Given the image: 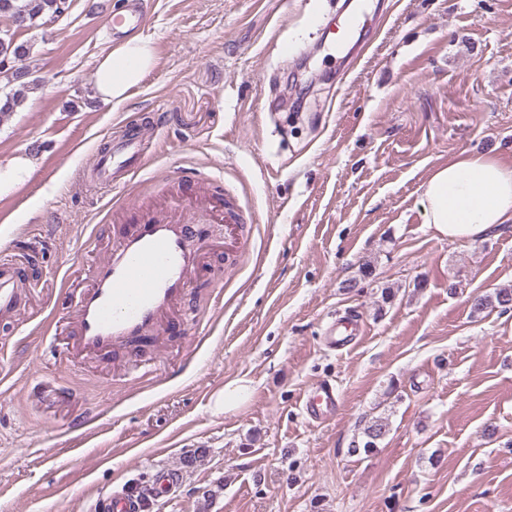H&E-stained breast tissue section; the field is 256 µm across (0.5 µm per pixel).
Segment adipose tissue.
<instances>
[{
	"label": "adipose tissue",
	"instance_id": "obj_1",
	"mask_svg": "<svg viewBox=\"0 0 512 512\" xmlns=\"http://www.w3.org/2000/svg\"><path fill=\"white\" fill-rule=\"evenodd\" d=\"M149 39L135 37L101 57L96 69L98 98L120 105L152 68ZM426 224L441 237L475 240L512 223V165L489 154L461 152L433 170L420 186Z\"/></svg>",
	"mask_w": 512,
	"mask_h": 512
}]
</instances>
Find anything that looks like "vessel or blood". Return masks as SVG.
<instances>
[{"label":"vessel or blood","instance_id":"b4317fda","mask_svg":"<svg viewBox=\"0 0 512 512\" xmlns=\"http://www.w3.org/2000/svg\"><path fill=\"white\" fill-rule=\"evenodd\" d=\"M142 0H126L115 13L108 29L119 37L140 29ZM154 151L145 136L130 135L112 143L98 154L86 179L99 186H115L122 175L141 168ZM197 260L186 245L181 218L166 221L145 217L139 229L123 236L111 253L93 270L91 288L77 303L80 344L88 351L114 346H134L165 328V319L180 296L191 286ZM19 298L15 262L0 260V314L16 309ZM357 333L350 319L333 321L325 339L331 347H345ZM339 404L335 388L316 386L307 396L303 410L312 420L331 416Z\"/></svg>","mask_w":512,"mask_h":512}]
</instances>
